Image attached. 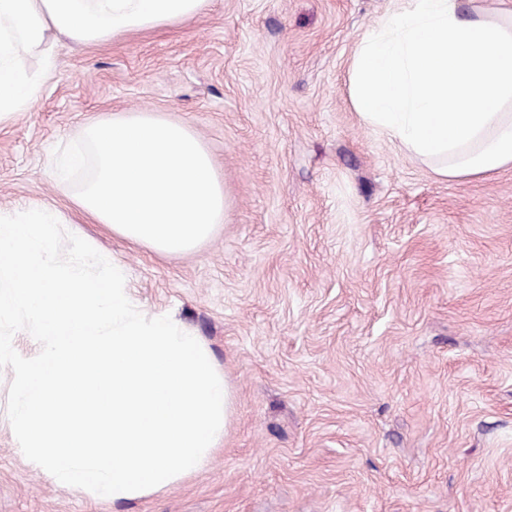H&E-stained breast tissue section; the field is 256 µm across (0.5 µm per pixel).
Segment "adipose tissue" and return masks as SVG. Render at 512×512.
I'll use <instances>...</instances> for the list:
<instances>
[{
    "instance_id": "adipose-tissue-1",
    "label": "adipose tissue",
    "mask_w": 512,
    "mask_h": 512,
    "mask_svg": "<svg viewBox=\"0 0 512 512\" xmlns=\"http://www.w3.org/2000/svg\"><path fill=\"white\" fill-rule=\"evenodd\" d=\"M208 0H0V120L38 94L22 59L50 36L99 43L200 15ZM361 118L445 177L512 165V9L463 16L456 0H402L351 67Z\"/></svg>"
}]
</instances>
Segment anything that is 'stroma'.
<instances>
[{
	"label": "stroma",
	"instance_id": "1",
	"mask_svg": "<svg viewBox=\"0 0 512 512\" xmlns=\"http://www.w3.org/2000/svg\"><path fill=\"white\" fill-rule=\"evenodd\" d=\"M399 7L210 0L24 58L41 90L0 121V209L52 205L121 262L137 305L198 336L233 414L196 471L112 503L24 456L0 368V512H512V167L443 177L361 119L352 58ZM123 112L187 126L224 184L189 252L129 246L52 171Z\"/></svg>",
	"mask_w": 512,
	"mask_h": 512
}]
</instances>
